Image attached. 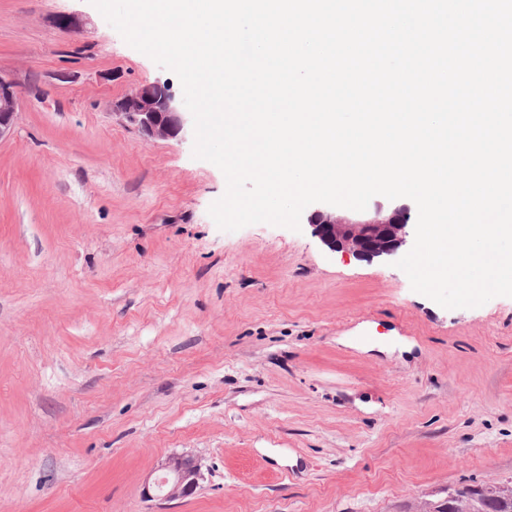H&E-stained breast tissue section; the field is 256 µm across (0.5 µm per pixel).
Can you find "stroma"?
Masks as SVG:
<instances>
[{
  "label": "stroma",
  "mask_w": 512,
  "mask_h": 512,
  "mask_svg": "<svg viewBox=\"0 0 512 512\" xmlns=\"http://www.w3.org/2000/svg\"><path fill=\"white\" fill-rule=\"evenodd\" d=\"M0 77V512H443L512 481V297L443 308L305 217L220 230L222 171L116 112L178 77L90 0H0ZM185 450L197 492L145 500ZM19 92L11 82L0 77V139L13 130L18 114Z\"/></svg>",
  "instance_id": "obj_1"
}]
</instances>
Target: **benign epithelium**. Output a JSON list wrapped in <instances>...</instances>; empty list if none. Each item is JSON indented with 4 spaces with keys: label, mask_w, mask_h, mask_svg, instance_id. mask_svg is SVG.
I'll list each match as a JSON object with an SVG mask.
<instances>
[{
    "label": "benign epithelium",
    "mask_w": 512,
    "mask_h": 512,
    "mask_svg": "<svg viewBox=\"0 0 512 512\" xmlns=\"http://www.w3.org/2000/svg\"><path fill=\"white\" fill-rule=\"evenodd\" d=\"M56 25L73 33L83 31L84 19L76 14L61 15ZM19 92L16 86L0 77V139L13 130L18 114ZM119 115L137 124L150 138L183 139L191 132L190 120L166 83L144 85L126 95ZM317 236L330 248L371 260L395 256L406 245L407 216L377 217L366 222H351L336 217L328 209H318L311 216ZM163 472L152 486L145 487L144 497L172 501L195 493L203 479L202 465L190 452L174 454L158 464Z\"/></svg>",
    "instance_id": "benign-epithelium-1"
}]
</instances>
